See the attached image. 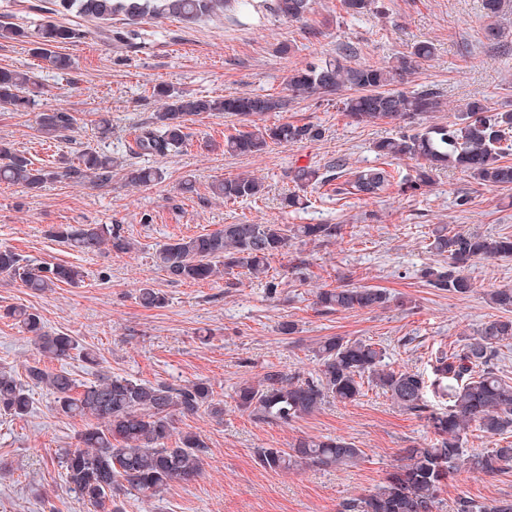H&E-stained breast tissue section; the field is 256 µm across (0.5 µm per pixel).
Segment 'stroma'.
<instances>
[{
    "instance_id": "1",
    "label": "stroma",
    "mask_w": 512,
    "mask_h": 512,
    "mask_svg": "<svg viewBox=\"0 0 512 512\" xmlns=\"http://www.w3.org/2000/svg\"><path fill=\"white\" fill-rule=\"evenodd\" d=\"M381 14L351 22L341 0H313L306 22H288L254 10L221 20L202 19L186 28L176 19L138 24L135 48L117 52L102 42H76L65 53L76 60L60 73L41 67L28 44L0 40V67L34 70L39 76V110L72 113L69 137L47 143L30 112L0 110V144L26 153L36 165L55 166L75 159L85 146H97L121 161L110 183L79 187L65 179L37 193L0 183V246L13 248L34 263L63 262L82 268L85 281L43 293L0 275V311L23 305L37 312L48 331L75 336L94 350L104 370L146 382L183 384L209 381L224 415L206 413L178 418L177 432L200 435L206 445L202 473L174 482L151 498L123 496L125 512H339L346 500L367 495L399 464L404 449L431 443L424 417L407 413L376 391L351 403L330 402L288 424L267 423L237 409L234 387L260 379L266 371L308 374L317 371L313 350L328 336L380 344L393 366L426 370L442 350L461 346L474 329L501 314L489 301L497 288L512 287V258L477 260L468 273L472 293L458 295L430 286L419 269L436 264L427 244L432 229L447 224L463 232L512 235V189L481 186L457 170L440 174L431 191L417 197L396 190L374 199H337L329 188L309 193L304 208L282 210L280 199L291 183L289 169L321 166L338 156L352 167L379 160L376 141L394 136L389 124L349 123L335 104L317 97H296L287 111L265 116L281 122L321 125L314 142L273 145L256 156L225 153L226 134L237 127L226 114H204L190 122V140L165 157L129 154L136 127L153 122L159 108L149 97L152 85L214 97L239 93L286 95L289 70L335 55L345 43L356 47V65H381L421 41L436 47L411 77L410 89L434 85L453 120L454 107L480 97L497 110L512 109V52L502 53L483 36L481 0H386ZM317 36H310V29ZM291 47L281 54V44ZM111 133L99 140V120ZM211 139L216 150L201 149ZM163 170L161 182L147 187L126 184V167ZM249 173L265 192L257 200L227 203L214 199L213 180ZM194 191L182 193L183 180ZM467 206H459L461 195ZM243 221L278 224H341L342 238L322 244H294L271 262L269 278L227 275L200 283H173L154 263L159 245ZM55 224H117L137 243L133 253L110 250L86 255L47 235ZM277 290H269V279ZM165 297L162 307L146 309L137 300L142 283ZM356 284L386 289L392 300L374 311L317 310L311 290L321 284ZM296 331L285 336L282 322ZM47 371L67 369L77 383L93 378L79 355L64 361L43 357L12 321L0 318V369L23 373L26 365ZM24 418L0 415V512H107L92 508L70 490L56 454L74 447L86 419L53 410L46 389L31 388ZM300 437H339L361 448L357 465L274 472L256 460L262 448H285ZM512 499V468L494 477L461 471L440 495L441 512L455 501Z\"/></svg>"
}]
</instances>
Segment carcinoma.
Masks as SVG:
<instances>
[{"instance_id": "obj_1", "label": "carcinoma", "mask_w": 512, "mask_h": 512, "mask_svg": "<svg viewBox=\"0 0 512 512\" xmlns=\"http://www.w3.org/2000/svg\"><path fill=\"white\" fill-rule=\"evenodd\" d=\"M233 0H47L38 8L34 29L11 23L0 24V40L32 45V54L47 68L70 71L73 62L58 48L76 41L104 42L116 49L131 45L135 31L114 29L106 22L124 15L130 25L147 16L175 18L184 25L203 16H215L231 6ZM311 0H264L271 15L289 21H302ZM504 0H482L486 19L484 37L499 43L503 32L495 18ZM345 13L356 18L379 13L380 0H342ZM354 48L345 44L336 56L310 61L288 72L285 83L295 96L317 95L336 98L338 111L355 124L379 121L395 123V136L374 143L373 151L384 159H414L415 173L394 175L382 167L353 170L343 156L330 162L325 171L313 166H297L289 173L293 191L283 200L285 207L302 204L308 189L331 186L338 196L378 198L390 188L404 195L423 194L434 184L437 174L447 168L458 169L479 185L512 186V110L496 112L484 98H470L459 106L450 123L424 122L445 111L444 95L435 88L403 92L395 86L408 82L418 63L430 59L435 48L420 42L405 54L381 66L351 65ZM36 76L31 71L0 69V108L29 112L35 106ZM151 97L160 103L155 123L134 129L128 151L135 154L166 156L187 145L188 122L193 117L224 112L242 121L235 133L224 136V150L236 155H257L272 145L288 146L322 137V128L313 123L284 122L274 126L259 124L270 112H283L288 99L271 94L242 93L223 97L181 94L159 83ZM76 119L62 109L35 114L37 131L48 140H58L74 130ZM119 165L108 153L86 147L77 161L62 171L37 168L23 153L0 147V182L20 185L37 192L57 177L78 186L104 185L112 181V169ZM128 184L147 187L162 180L158 168H130ZM212 194L224 202L256 200L264 185L258 178L241 174L211 185ZM341 224H258L241 222L196 236L172 238L156 250V266L176 282L211 280L218 274L241 270L255 278L268 277L270 261L283 254L293 240L320 243L342 236ZM49 236L84 254L104 248L115 254H129L136 243L119 226L112 224H57ZM429 252L442 262L421 269V278L433 287L458 294L473 291L467 274L470 264L479 259L512 257V235H490L457 231L446 224L431 234ZM0 274L15 276L34 293L60 284L73 287L83 281V272L73 265L42 263L34 265L8 247H0ZM490 302L504 311L512 310V288H497L488 293ZM314 304L323 311H364L383 308L389 302L386 291L369 286H323L314 291ZM137 299L147 309L159 308L165 297L149 284H143ZM6 316L44 356L64 359L74 351L85 362L99 365L92 350L64 332L45 330L38 313L26 307H12ZM512 342V320L489 319L482 322L462 348L435 358L430 372L385 362V350L378 345L330 336L316 350L317 373L310 378L269 371L255 382L245 381L234 389L236 407L266 422L286 424L311 414L329 400L353 402L363 396L368 384L381 391L402 410L428 414L438 438L428 448H406L402 463L386 473L372 493L342 504V512H439L442 486L448 476L466 467L494 477L512 468V381L502 378L494 361L501 347ZM30 387H42L54 396L55 411L67 417H92L97 426L79 436V442L59 457V464L71 489L87 503H111V512H124L120 497L137 491L150 497L175 481L196 477L203 465L206 446L199 435L180 434L173 447L174 417L201 411L215 418L224 415V402L214 398L210 384L203 380L187 384L144 382L95 372V380L78 385L66 370L49 372L37 365L25 368V380L11 371L0 370V413L22 417L29 413ZM448 399V408L429 413L428 395ZM476 428L498 442L493 448L464 453L462 440ZM362 450L340 438L324 440L301 437L289 448H263L257 463L270 471L299 467L336 468L357 463ZM456 512H512V500L477 501L460 498Z\"/></svg>"}]
</instances>
